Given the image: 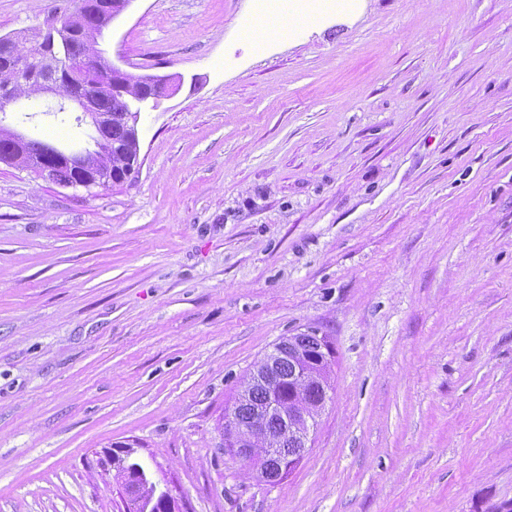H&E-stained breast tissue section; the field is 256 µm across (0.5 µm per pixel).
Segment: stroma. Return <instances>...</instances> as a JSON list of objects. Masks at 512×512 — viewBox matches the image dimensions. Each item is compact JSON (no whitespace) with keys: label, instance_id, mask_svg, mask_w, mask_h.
Instances as JSON below:
<instances>
[{"label":"stroma","instance_id":"35a3bbf8","mask_svg":"<svg viewBox=\"0 0 512 512\" xmlns=\"http://www.w3.org/2000/svg\"><path fill=\"white\" fill-rule=\"evenodd\" d=\"M260 2L132 0L105 29L181 79L124 183L0 162V512H123L116 444L188 512H512V0ZM76 6L0 0V36ZM46 105L7 121L90 146ZM306 330L332 391L269 485L224 413Z\"/></svg>","mask_w":512,"mask_h":512}]
</instances>
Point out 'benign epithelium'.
Segmentation results:
<instances>
[{"mask_svg":"<svg viewBox=\"0 0 512 512\" xmlns=\"http://www.w3.org/2000/svg\"><path fill=\"white\" fill-rule=\"evenodd\" d=\"M131 2L108 0L106 13L102 15L103 24L109 25ZM96 64L103 67L104 79L90 88V94L81 97L60 94L59 88L63 84L84 80L87 71ZM16 73L17 80L0 83V139L10 142L9 161L37 174L48 171L51 166L66 167L74 174L66 185L88 189L127 180L130 168L138 161L137 123L140 105L148 98L142 97L136 89L144 84L151 85L155 91L151 99L155 100L167 95L172 88L170 77L134 76L110 62L93 46L73 61L59 52L46 53L29 67H16ZM101 89L126 103V112L117 116L129 131V140L124 145L112 143L107 135L111 116L95 107V96ZM42 96L54 98L47 104L50 112L79 113L77 122L92 128L94 148L46 147L39 153L30 152L32 138L5 124L7 107ZM114 155L126 156L120 174L113 171L110 162ZM302 337L299 333L277 343L255 365L232 409L224 415L225 451L251 465L257 478L266 483H278L313 448L316 417L325 407L332 390L329 383L331 358L324 337H317L319 347L313 352H306L301 347ZM285 362L291 366L286 377L281 373ZM256 388L266 391V400L253 406L249 415L243 418L238 408L249 403L251 392ZM288 444L294 449L291 454L287 453ZM133 454V448L122 444L107 452L112 469L121 477L126 495L124 512H178L175 498L153 482L148 471L139 469L136 476H127L128 461Z\"/></svg>","mask_w":512,"mask_h":512,"instance_id":"obj_1","label":"benign epithelium"}]
</instances>
